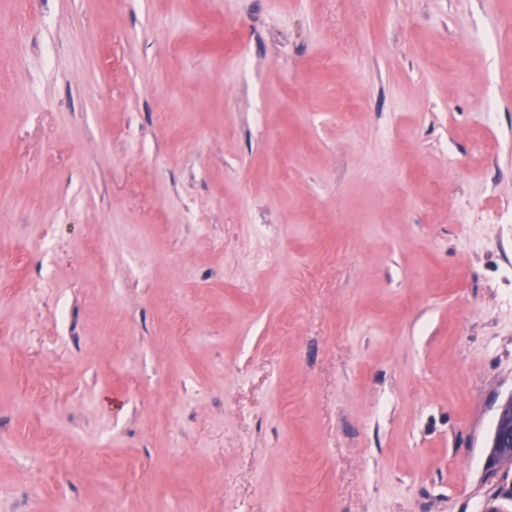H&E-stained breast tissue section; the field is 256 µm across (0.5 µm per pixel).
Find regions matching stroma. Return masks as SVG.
Returning a JSON list of instances; mask_svg holds the SVG:
<instances>
[{
  "label": "stroma",
  "mask_w": 512,
  "mask_h": 512,
  "mask_svg": "<svg viewBox=\"0 0 512 512\" xmlns=\"http://www.w3.org/2000/svg\"><path fill=\"white\" fill-rule=\"evenodd\" d=\"M507 16L0 0V512H512ZM506 420H508L506 422ZM491 447L502 453L512 455V400L507 399L499 408V423L494 429ZM512 461L511 458H502L499 462Z\"/></svg>",
  "instance_id": "obj_1"
}]
</instances>
